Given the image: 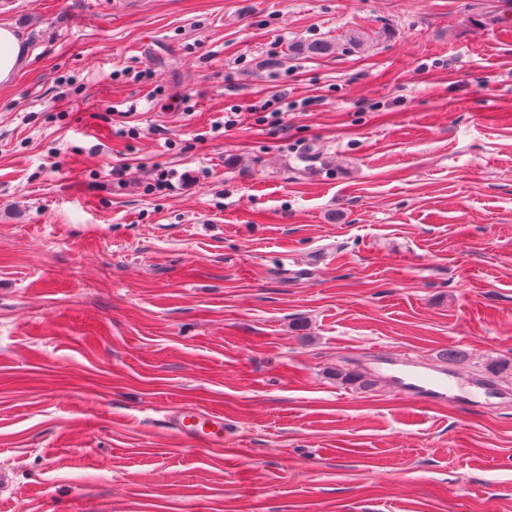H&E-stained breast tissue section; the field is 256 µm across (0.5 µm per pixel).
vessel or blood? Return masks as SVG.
Wrapping results in <instances>:
<instances>
[{
	"instance_id": "obj_1",
	"label": "vessel or blood",
	"mask_w": 512,
	"mask_h": 512,
	"mask_svg": "<svg viewBox=\"0 0 512 512\" xmlns=\"http://www.w3.org/2000/svg\"><path fill=\"white\" fill-rule=\"evenodd\" d=\"M391 379L399 392L424 405L451 400L458 406L469 407L492 398L496 393L491 383L464 378L449 373L447 369L416 361L404 362ZM169 422L200 447L215 445L218 435L224 430L222 416L189 409L171 415Z\"/></svg>"
}]
</instances>
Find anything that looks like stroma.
Wrapping results in <instances>:
<instances>
[{
    "label": "stroma",
    "mask_w": 512,
    "mask_h": 512,
    "mask_svg": "<svg viewBox=\"0 0 512 512\" xmlns=\"http://www.w3.org/2000/svg\"><path fill=\"white\" fill-rule=\"evenodd\" d=\"M0 24L27 49L0 85V512H512V0H0ZM377 347L508 396L336 379ZM185 406L222 447L166 426Z\"/></svg>",
    "instance_id": "1"
}]
</instances>
